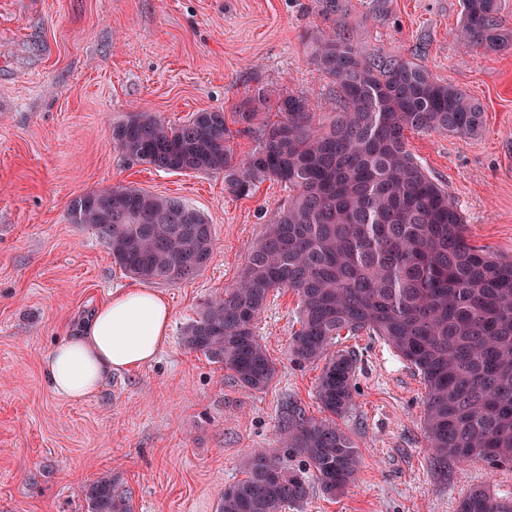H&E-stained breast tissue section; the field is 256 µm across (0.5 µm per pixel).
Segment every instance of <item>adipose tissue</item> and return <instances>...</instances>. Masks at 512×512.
Here are the masks:
<instances>
[{"label": "adipose tissue", "instance_id": "obj_1", "mask_svg": "<svg viewBox=\"0 0 512 512\" xmlns=\"http://www.w3.org/2000/svg\"><path fill=\"white\" fill-rule=\"evenodd\" d=\"M170 320L157 291L136 286L115 292L49 352L44 377L56 394L85 400L114 372L153 360L169 340Z\"/></svg>", "mask_w": 512, "mask_h": 512}]
</instances>
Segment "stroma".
Masks as SVG:
<instances>
[{
    "instance_id": "35a3bbf8",
    "label": "stroma",
    "mask_w": 512,
    "mask_h": 512,
    "mask_svg": "<svg viewBox=\"0 0 512 512\" xmlns=\"http://www.w3.org/2000/svg\"><path fill=\"white\" fill-rule=\"evenodd\" d=\"M461 0H388L357 13L368 53L415 57L484 109L473 136L406 131L407 147L444 185L472 245L512 257V46H464ZM316 0H0V512H86L82 488L119 476L135 512H218L248 454L275 451L289 406L323 417L319 363L296 360L298 297L269 298L256 334L276 366L266 389H243L181 342L202 305L237 282L271 211L288 200L267 180L232 193L220 174L172 173L125 161L112 129L130 113L179 125L220 111L236 159L258 145L240 108L256 88L303 95L317 120L337 108L336 83L312 63L306 31L325 28ZM134 186L182 199L213 226L214 254L194 276L160 283L170 339L156 358L116 372L73 402L43 379L48 352L112 292L136 286L69 202ZM352 406L338 426L361 468L336 496L312 488L300 512H457L472 488L512 495V467L468 463L437 476L422 416L425 387L381 338L350 336Z\"/></svg>"
}]
</instances>
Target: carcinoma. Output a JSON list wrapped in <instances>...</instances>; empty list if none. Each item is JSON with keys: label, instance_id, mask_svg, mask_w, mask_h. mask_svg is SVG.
I'll return each instance as SVG.
<instances>
[{"label": "carcinoma", "instance_id": "obj_1", "mask_svg": "<svg viewBox=\"0 0 512 512\" xmlns=\"http://www.w3.org/2000/svg\"><path fill=\"white\" fill-rule=\"evenodd\" d=\"M318 3L332 27L307 31L304 40L313 64L336 79L339 107L326 124L314 123L308 98L259 88L239 122L249 127L271 110L278 120L261 123L258 147L239 162L220 111L174 126L136 112L112 129L114 150L130 162L222 173L239 195L267 179L288 188V202L250 247L239 280L204 304L183 343L260 391L276 368L255 322L273 293L294 291L299 329L291 354L322 363L317 396L328 417L289 411L280 448L249 454L247 476L224 490L219 512H286L303 504L312 480L327 495L354 481L360 453L336 426L352 405L355 375L353 354L336 349L344 333L382 338L420 376L427 448L441 476L475 461L512 466V259L467 242L448 190L405 142L408 129L474 135L483 108L407 57L364 53L352 26L354 0ZM500 11L499 0H462L457 36L472 48L511 45ZM107 197L110 224L97 207ZM68 214L91 226L114 262L143 282L187 279L213 255L212 225L175 197L114 186L76 197ZM184 214L200 231L196 248L183 241ZM82 495L87 512H133L132 497L110 473ZM457 512H512V498L475 488Z\"/></svg>", "mask_w": 512, "mask_h": 512}]
</instances>
